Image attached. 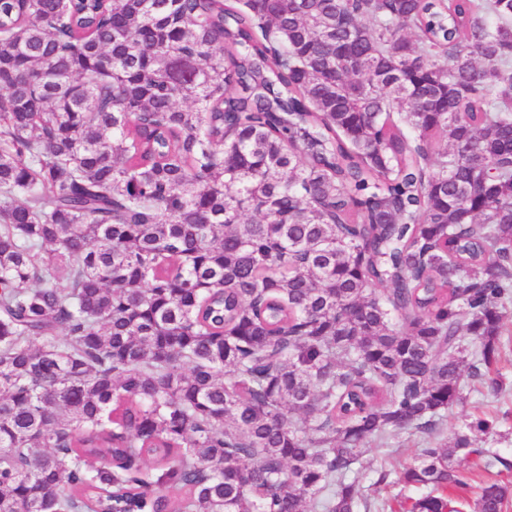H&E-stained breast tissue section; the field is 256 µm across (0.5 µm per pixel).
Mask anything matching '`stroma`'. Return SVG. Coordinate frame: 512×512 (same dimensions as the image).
<instances>
[{
    "label": "stroma",
    "instance_id": "1",
    "mask_svg": "<svg viewBox=\"0 0 512 512\" xmlns=\"http://www.w3.org/2000/svg\"><path fill=\"white\" fill-rule=\"evenodd\" d=\"M500 342L502 352L498 364V378L502 389L498 395H491L484 389L470 392L465 406L445 414L437 437L397 431L392 434L387 444H374L364 449L350 479L372 501L370 512H390V505L397 500L419 497L420 489L403 486L400 481L401 472L431 442L451 441L454 433L465 429L466 423L472 417L486 416L494 421V426L489 431L470 432L474 447L487 448L512 458V320L507 322Z\"/></svg>",
    "mask_w": 512,
    "mask_h": 512
}]
</instances>
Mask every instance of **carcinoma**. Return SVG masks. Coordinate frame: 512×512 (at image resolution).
Wrapping results in <instances>:
<instances>
[{
  "instance_id": "obj_1",
  "label": "carcinoma",
  "mask_w": 512,
  "mask_h": 512,
  "mask_svg": "<svg viewBox=\"0 0 512 512\" xmlns=\"http://www.w3.org/2000/svg\"><path fill=\"white\" fill-rule=\"evenodd\" d=\"M509 304L512 0H0V512H358Z\"/></svg>"
}]
</instances>
